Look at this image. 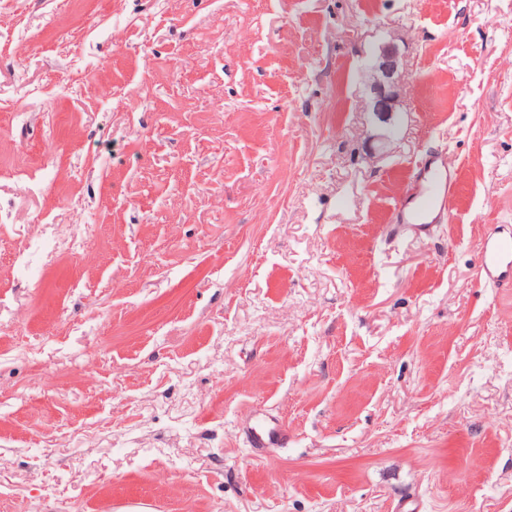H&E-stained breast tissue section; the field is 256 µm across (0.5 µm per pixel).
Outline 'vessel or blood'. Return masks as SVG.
I'll use <instances>...</instances> for the list:
<instances>
[{
    "label": "vessel or blood",
    "instance_id": "vessel-or-blood-1",
    "mask_svg": "<svg viewBox=\"0 0 512 512\" xmlns=\"http://www.w3.org/2000/svg\"><path fill=\"white\" fill-rule=\"evenodd\" d=\"M424 186L420 192V207L408 212L405 206L393 210L394 221L426 230L436 217L448 210L453 202L456 181L453 169L445 160L431 159L421 167ZM479 269L481 275L495 284L512 288V234L493 232L481 245ZM288 434L274 421H262L250 429L253 447L265 448L286 440Z\"/></svg>",
    "mask_w": 512,
    "mask_h": 512
}]
</instances>
